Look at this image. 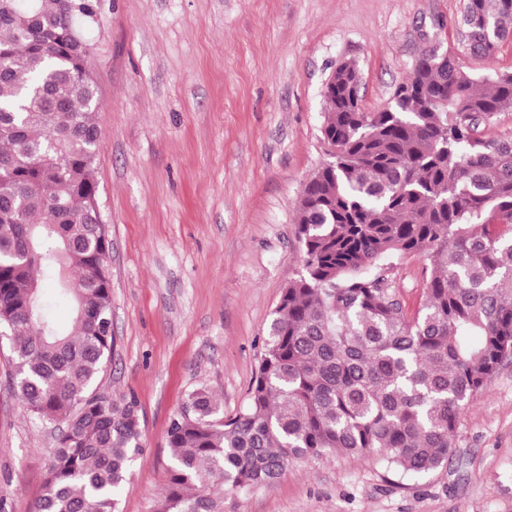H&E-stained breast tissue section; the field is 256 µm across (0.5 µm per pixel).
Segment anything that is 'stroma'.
<instances>
[{
    "mask_svg": "<svg viewBox=\"0 0 512 512\" xmlns=\"http://www.w3.org/2000/svg\"><path fill=\"white\" fill-rule=\"evenodd\" d=\"M465 0H99L87 32L102 105L97 180L110 240L105 384L131 394L145 448L120 512H153L173 466L167 431L206 386L242 409L272 313L300 269L297 206L327 160L323 89L354 62L366 111L388 105L425 52L478 78L512 73V41L462 48ZM407 315L423 261L392 275ZM0 339V512H32L55 435L20 409ZM448 467L421 475L368 456L294 460L224 512H512V360L462 413Z\"/></svg>",
    "mask_w": 512,
    "mask_h": 512,
    "instance_id": "obj_1",
    "label": "stroma"
}]
</instances>
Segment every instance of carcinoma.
<instances>
[{
  "label": "carcinoma",
  "mask_w": 512,
  "mask_h": 512,
  "mask_svg": "<svg viewBox=\"0 0 512 512\" xmlns=\"http://www.w3.org/2000/svg\"><path fill=\"white\" fill-rule=\"evenodd\" d=\"M98 0H0V332L24 413L57 431L34 512H119L143 451L132 396L103 385L114 338L96 159L101 111L84 29ZM463 47L512 38V0H467ZM336 67L323 138L336 156L297 207L301 269L273 312L245 407L189 392L167 431L174 466L155 512H224L292 459L370 455L402 474L443 468L460 415L512 356V138L480 126L512 111V74L488 80L450 54L416 61L390 104L359 105ZM425 261L409 318L391 275ZM52 282L70 306L60 324Z\"/></svg>",
  "instance_id": "cac0c4a2"
}]
</instances>
